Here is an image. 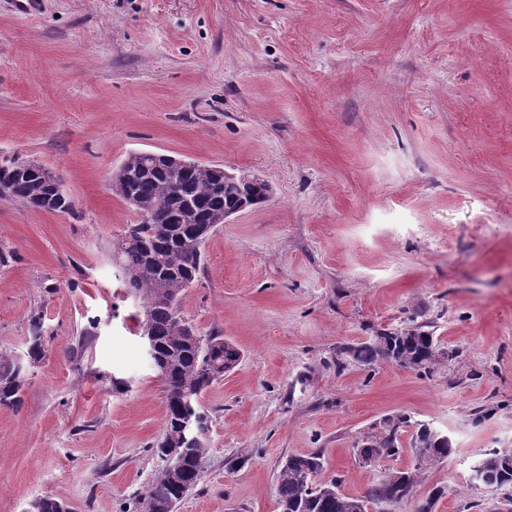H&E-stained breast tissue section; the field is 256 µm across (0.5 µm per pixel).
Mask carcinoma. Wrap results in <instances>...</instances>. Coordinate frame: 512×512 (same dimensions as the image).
<instances>
[{
	"instance_id": "carcinoma-1",
	"label": "carcinoma",
	"mask_w": 512,
	"mask_h": 512,
	"mask_svg": "<svg viewBox=\"0 0 512 512\" xmlns=\"http://www.w3.org/2000/svg\"><path fill=\"white\" fill-rule=\"evenodd\" d=\"M123 174L112 179V191L122 200L135 198L141 208L152 213V223L138 221L127 225L124 234L112 244L127 292L141 301V335L156 341L158 369L166 390L165 432L159 449L180 448L194 463L181 472L180 481L196 484L207 454V445H191L192 436L184 429L187 418L208 419L199 409L198 399L214 381L224 377V365L239 361L240 353L231 343L216 336L189 339L190 327L179 313L178 296L197 278L204 239L200 226L211 225L212 217L224 207L237 203L240 189L226 185L216 192L217 171L200 165L178 173L170 171L163 159L130 154L123 163ZM7 182L16 201L37 211L68 212L70 199L40 174L23 167L14 158L0 160V182ZM32 342L28 355L37 362L42 353L40 318L31 323ZM356 363L371 367L390 362L399 367L429 373L439 363L441 351L432 333L421 326L380 332L367 341L343 349ZM28 371L17 359L0 355V406H15ZM410 424L405 415L383 422L375 448H362L364 455L394 457L401 451L398 439L402 427ZM411 452L416 467L394 470L371 485L365 495L349 496L340 486L342 478L317 482L323 468V455H291L278 474L277 496L280 512H383L411 500L421 468L449 458L452 442L426 423L413 424ZM476 465L499 488L512 487V448H492L476 460ZM177 485L168 469L148 485L142 498L145 508L178 500ZM448 488H436L414 505V512H434Z\"/></svg>"
}]
</instances>
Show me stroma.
<instances>
[{
	"label": "stroma",
	"mask_w": 512,
	"mask_h": 512,
	"mask_svg": "<svg viewBox=\"0 0 512 512\" xmlns=\"http://www.w3.org/2000/svg\"><path fill=\"white\" fill-rule=\"evenodd\" d=\"M0 0V158L59 173L73 209L0 200V351L40 361L0 406V512H140L163 470V384L112 261L138 214L111 189L133 152L249 173L267 202L218 225L179 310L241 353L200 403L196 486L175 512H280L291 454L361 496L410 450L357 443L404 414L445 432L415 499L481 512L512 446V0ZM425 326L430 374L337 366L377 331ZM484 474L493 482L485 486L512 487V448H492L475 461Z\"/></svg>",
	"instance_id": "35a3bbf8"
}]
</instances>
